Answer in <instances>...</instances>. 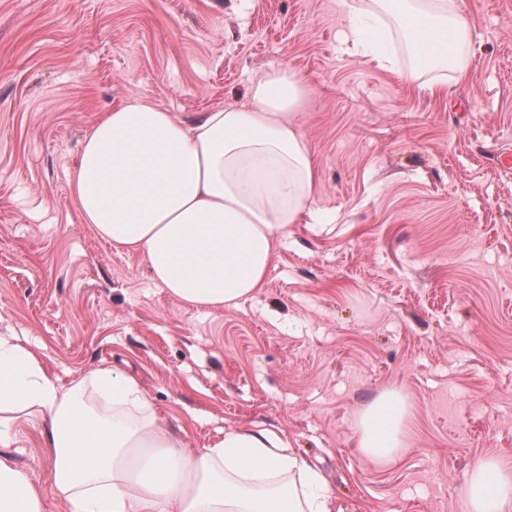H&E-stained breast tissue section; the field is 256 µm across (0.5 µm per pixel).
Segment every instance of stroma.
I'll use <instances>...</instances> for the list:
<instances>
[{
    "label": "stroma",
    "instance_id": "1",
    "mask_svg": "<svg viewBox=\"0 0 512 512\" xmlns=\"http://www.w3.org/2000/svg\"><path fill=\"white\" fill-rule=\"evenodd\" d=\"M358 0H0V334L60 383L132 374L185 447L267 429L325 478L335 512H464L480 458L512 460V0H461L470 76L409 83L345 43ZM284 69L311 94L315 216L233 309L187 305L83 223L87 130L136 95L190 119ZM411 404L408 446L364 457L358 419ZM15 461L48 481L26 431Z\"/></svg>",
    "mask_w": 512,
    "mask_h": 512
}]
</instances>
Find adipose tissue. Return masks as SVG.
Segmentation results:
<instances>
[{"label":"adipose tissue","mask_w":512,"mask_h":512,"mask_svg":"<svg viewBox=\"0 0 512 512\" xmlns=\"http://www.w3.org/2000/svg\"><path fill=\"white\" fill-rule=\"evenodd\" d=\"M398 20L416 62L406 72L470 74L472 27L455 0H372L348 14ZM309 96L285 70L264 73L241 106L192 120L134 96L82 142L71 180L84 223L139 253L154 283L183 303L233 308L265 282L292 224L315 210L317 174L301 130ZM412 409L395 393L361 414L362 452L385 463L407 446ZM38 428L52 487L69 512H335L307 462L273 432L230 429L202 451L162 430L138 381L99 368L61 385L17 338L0 335V512H43V488L11 450ZM467 512H512V461L487 456L460 488Z\"/></svg>","instance_id":"1"}]
</instances>
